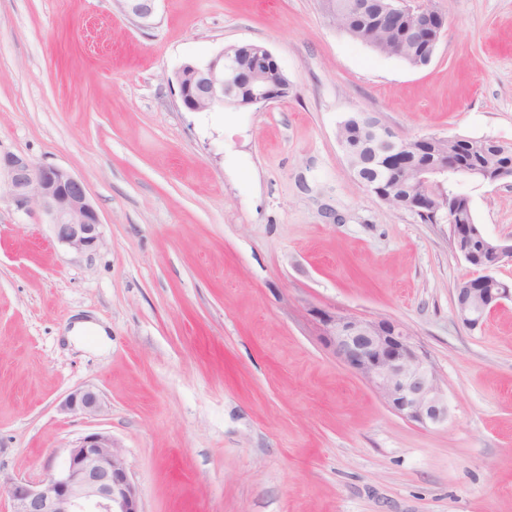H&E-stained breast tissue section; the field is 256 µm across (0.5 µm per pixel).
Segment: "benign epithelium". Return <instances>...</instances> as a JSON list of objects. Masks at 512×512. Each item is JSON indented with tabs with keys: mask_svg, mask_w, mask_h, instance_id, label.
<instances>
[{
	"mask_svg": "<svg viewBox=\"0 0 512 512\" xmlns=\"http://www.w3.org/2000/svg\"><path fill=\"white\" fill-rule=\"evenodd\" d=\"M119 9L138 26L153 24L157 0H114ZM347 12L358 20L348 28L336 22L339 31L364 40L360 31L369 25L388 24L399 14L412 17L413 25L403 34L388 56L401 57L403 41L422 46V65H428L445 32L447 18L424 0H352ZM245 45H230L200 65L184 63L177 72L182 107L188 112H205L237 101L239 85L251 90L247 106L267 105L288 94V87L269 84V67L280 68L274 55L263 49L254 67L244 72L235 65V52ZM368 130L373 157L380 175L371 182H359L396 210L417 205L419 195L402 193L407 182L415 187L442 186L460 177L484 181L489 177L464 164L452 167L414 164L406 160L410 140L403 139L373 114L356 115ZM9 192L21 207L37 205L50 218L57 241L76 252L90 250L101 238L100 216L90 201L84 181L59 166H35L27 159L10 156L5 160ZM452 247L478 275L459 284L454 312L466 327L482 326L486 316L503 301L512 300V285L493 275L512 262V242L486 237L478 225L451 224ZM321 336L334 356L349 370L364 378L392 411L421 426L448 421V396L436 370L421 352L413 335L400 322L365 319L341 312H324ZM103 408L100 394L90 387L68 394L61 404L67 414L96 415ZM7 494L11 512H142L138 491L132 482L124 456L103 432L87 434L68 449L64 467L37 485L11 479L0 482V495Z\"/></svg>",
	"mask_w": 512,
	"mask_h": 512,
	"instance_id": "benign-epithelium-1",
	"label": "benign epithelium"
}]
</instances>
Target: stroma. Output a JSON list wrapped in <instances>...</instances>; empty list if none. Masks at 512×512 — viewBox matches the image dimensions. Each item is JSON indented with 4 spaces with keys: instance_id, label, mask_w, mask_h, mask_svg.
I'll return each instance as SVG.
<instances>
[{
    "instance_id": "stroma-1",
    "label": "stroma",
    "mask_w": 512,
    "mask_h": 512,
    "mask_svg": "<svg viewBox=\"0 0 512 512\" xmlns=\"http://www.w3.org/2000/svg\"><path fill=\"white\" fill-rule=\"evenodd\" d=\"M448 27L414 68L336 30L320 0H0V158L82 179L102 225L59 243L0 185V478L41 482L104 432L142 512H512V301L471 330L475 269L450 227L354 181L347 115L409 138L512 146V0H431ZM259 43L289 81L261 107L189 112L176 73ZM512 239V178L460 180ZM405 325L447 423L391 411L320 340L318 311ZM90 320L105 351L72 344ZM96 389L95 417L61 413ZM114 2L138 26L145 28L153 24L157 0H114Z\"/></svg>"
}]
</instances>
